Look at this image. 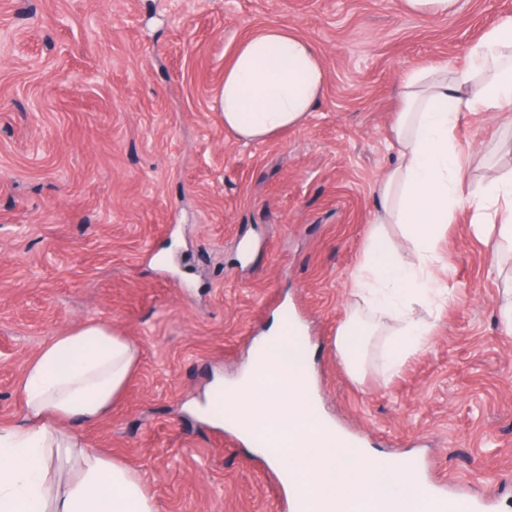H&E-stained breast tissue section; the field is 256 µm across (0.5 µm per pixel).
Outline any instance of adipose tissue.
Wrapping results in <instances>:
<instances>
[{
    "instance_id": "ef3b65f1",
    "label": "adipose tissue",
    "mask_w": 512,
    "mask_h": 512,
    "mask_svg": "<svg viewBox=\"0 0 512 512\" xmlns=\"http://www.w3.org/2000/svg\"><path fill=\"white\" fill-rule=\"evenodd\" d=\"M326 73L314 46L281 27L242 41L224 70L214 107L240 139H265L299 125L319 101ZM392 134L398 162L376 184L384 204L353 273L356 307L340 326L336 354L352 378L366 372L367 344L387 335L381 360L397 370L423 349L432 325L414 304L447 303L433 271L438 242L461 212L473 231L512 247V171L490 175L477 195L464 196L466 169L457 129L469 112H512V18L491 28L469 51L466 66H420L401 83ZM401 227L403 246L390 238ZM414 261H407L405 251ZM138 359L136 346L102 323L87 321L51 338L22 378L24 424L0 426V512H157L142 478L124 463L90 452L58 423L104 418L123 392ZM66 449L81 465L79 479L59 488L53 451Z\"/></svg>"
}]
</instances>
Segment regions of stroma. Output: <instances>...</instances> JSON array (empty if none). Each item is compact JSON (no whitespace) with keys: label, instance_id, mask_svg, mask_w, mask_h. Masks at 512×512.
Listing matches in <instances>:
<instances>
[{"label":"stroma","instance_id":"35a3bbf8","mask_svg":"<svg viewBox=\"0 0 512 512\" xmlns=\"http://www.w3.org/2000/svg\"><path fill=\"white\" fill-rule=\"evenodd\" d=\"M512 0L444 16L402 0H0V424L24 420L28 362L95 320L140 360L87 450L143 478L158 512H284L272 466L205 415L272 321L307 326L323 410L370 450L412 451L448 491L512 512V259L466 221L438 250L452 296L394 373L363 381L334 348L351 276L396 160L391 125L414 67L463 66ZM309 40L327 75L306 120L261 141L213 99L253 31ZM466 188L512 170V112L467 114Z\"/></svg>","mask_w":512,"mask_h":512}]
</instances>
